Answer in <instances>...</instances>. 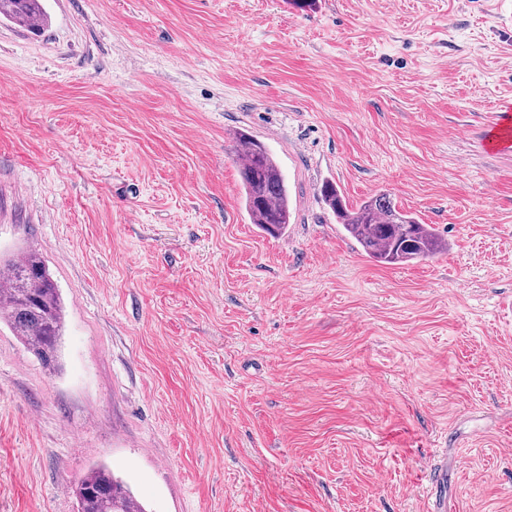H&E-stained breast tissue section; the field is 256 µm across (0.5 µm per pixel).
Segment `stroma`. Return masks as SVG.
Instances as JSON below:
<instances>
[{
    "label": "stroma",
    "instance_id": "stroma-1",
    "mask_svg": "<svg viewBox=\"0 0 512 512\" xmlns=\"http://www.w3.org/2000/svg\"><path fill=\"white\" fill-rule=\"evenodd\" d=\"M0 18V258L65 306L49 373L0 323V512H512V104L496 0H42ZM290 224H251L235 153ZM450 248L370 261L320 189ZM0 16L20 25L36 27L44 19L39 0H0ZM512 105L496 113L486 126L483 135L484 145L491 151L510 148L512 144ZM235 143V153L243 158L239 169L251 224L277 237L289 224L288 188L283 175L265 145L252 135L239 132ZM77 512H145L106 466L91 468L75 488Z\"/></svg>",
    "mask_w": 512,
    "mask_h": 512
}]
</instances>
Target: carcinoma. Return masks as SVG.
Returning <instances> with one entry per match:
<instances>
[{
	"instance_id": "1",
	"label": "carcinoma",
	"mask_w": 512,
	"mask_h": 512,
	"mask_svg": "<svg viewBox=\"0 0 512 512\" xmlns=\"http://www.w3.org/2000/svg\"><path fill=\"white\" fill-rule=\"evenodd\" d=\"M0 16L36 27L44 19L40 0H0ZM235 153L244 188V206L251 223L271 237L289 224L288 188L268 149L253 136L239 132ZM322 200L336 223L371 260L382 265H408L448 251L437 228L400 210L391 194L379 191L351 209L332 181L323 183ZM9 279L0 286V321L46 366L54 362L62 328V303L44 262L34 253L4 262ZM77 512H145L143 506L106 466L91 468L75 488Z\"/></svg>"
}]
</instances>
